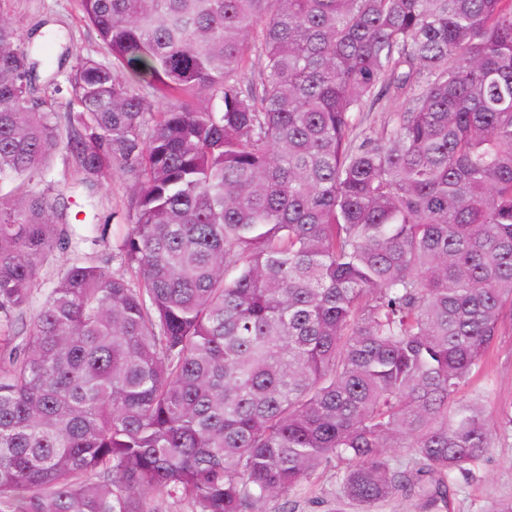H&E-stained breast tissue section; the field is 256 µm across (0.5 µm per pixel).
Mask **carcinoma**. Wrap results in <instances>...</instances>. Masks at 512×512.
I'll use <instances>...</instances> for the list:
<instances>
[{
    "mask_svg": "<svg viewBox=\"0 0 512 512\" xmlns=\"http://www.w3.org/2000/svg\"><path fill=\"white\" fill-rule=\"evenodd\" d=\"M8 2L0 512H263L338 462L333 512H444L512 437L460 397L512 319V0H78L65 88ZM63 149L131 182L127 274L78 256L33 312Z\"/></svg>",
    "mask_w": 512,
    "mask_h": 512,
    "instance_id": "obj_1",
    "label": "carcinoma"
}]
</instances>
